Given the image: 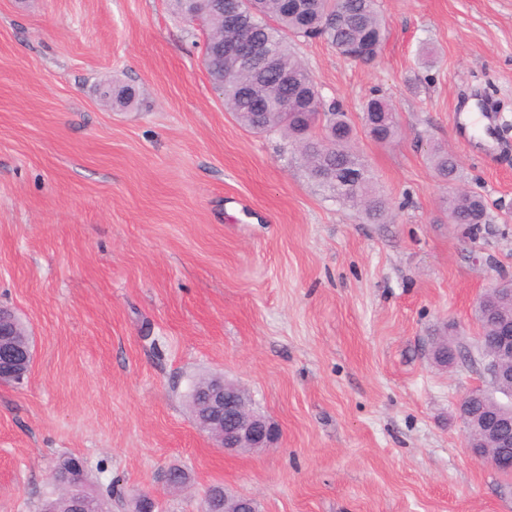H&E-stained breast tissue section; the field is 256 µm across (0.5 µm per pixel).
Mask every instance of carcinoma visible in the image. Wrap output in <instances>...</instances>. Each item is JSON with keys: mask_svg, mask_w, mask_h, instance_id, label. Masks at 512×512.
<instances>
[{"mask_svg": "<svg viewBox=\"0 0 512 512\" xmlns=\"http://www.w3.org/2000/svg\"><path fill=\"white\" fill-rule=\"evenodd\" d=\"M235 5L251 19L256 38L265 43L276 68L259 66L249 71L235 70L209 47L204 51L210 61L211 74L223 79L224 107L236 120L252 131L279 132L294 141L310 176L319 180L337 199L360 207L373 224L383 222L386 200L377 193L368 165L355 147L357 129L339 107L322 110L316 85L306 68L295 57L290 40L318 36L330 43L343 57L363 60L372 47L382 49L385 22L377 0H301L295 11L285 0H224ZM292 75L293 83L278 82V71ZM252 86L253 94L244 97L240 85ZM135 91L127 86L112 87V108L128 109L135 104ZM370 118L373 127L363 128L365 136L378 144L396 140L400 134L397 113L384 98L373 97L364 105L362 118ZM322 120L323 132L336 135L335 152L321 150V140L311 134L309 126ZM429 164L437 176L456 178V159L443 148L433 149ZM448 210L459 221L473 228L488 222L481 197L454 194L448 198Z\"/></svg>", "mask_w": 512, "mask_h": 512, "instance_id": "cac0c4a2", "label": "carcinoma"}]
</instances>
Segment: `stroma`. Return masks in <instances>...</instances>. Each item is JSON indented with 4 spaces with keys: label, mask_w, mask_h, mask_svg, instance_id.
<instances>
[{
    "label": "stroma",
    "mask_w": 512,
    "mask_h": 512,
    "mask_svg": "<svg viewBox=\"0 0 512 512\" xmlns=\"http://www.w3.org/2000/svg\"><path fill=\"white\" fill-rule=\"evenodd\" d=\"M375 65L298 39L324 103L369 97L400 137L358 147L382 224L308 176L280 133L243 128L171 0H0V305L33 340L24 385H0V512H38L82 459L112 512L161 492L201 512L208 488L259 512H512V478L470 454L432 334L476 349V300L512 278V0H378ZM138 94L103 105L100 85ZM496 100L499 143L467 141L456 103ZM489 221H448L434 146ZM246 388L273 449L212 448L188 408L199 377ZM171 467L185 485L162 490ZM428 161L431 168L440 178L447 180L448 178L453 180L456 178L457 161L448 150L443 148L433 149L429 154ZM448 182L452 183L451 180H448Z\"/></svg>",
    "instance_id": "1"
}]
</instances>
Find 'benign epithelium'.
I'll return each mask as SVG.
<instances>
[{"instance_id": "benign-epithelium-1", "label": "benign epithelium", "mask_w": 512, "mask_h": 512, "mask_svg": "<svg viewBox=\"0 0 512 512\" xmlns=\"http://www.w3.org/2000/svg\"><path fill=\"white\" fill-rule=\"evenodd\" d=\"M198 7L191 16L192 23L206 31V43L224 52V59L237 68L257 59L273 68V58L266 48L256 43L252 31L242 20L224 14V0H195ZM234 27L238 36L231 42L224 41V28ZM511 296L512 284H505L482 296L478 303V314L487 322L489 333H480V370L487 379L488 387L477 388L467 393L458 407V416L466 432L467 447L480 441L489 450L474 454V458L486 463L497 472L512 476V460H506L499 452L512 446V405L499 403L497 408L486 411L477 409V402H484L490 392H498L512 399V314L499 315L496 302ZM18 320L7 310L0 309V383L21 384L28 377L32 362L31 346L15 341ZM195 410L197 426L207 433L214 445L226 454H239L256 449L269 448L274 444V426L263 415L249 409L242 388L222 377H212L197 384L189 393ZM76 468L74 480L66 485L72 495V512H87V501L75 493L85 480L86 466L81 460L73 463ZM210 509L206 512H235L238 506L249 509L255 499L246 495L224 494V508L215 507L214 498H209Z\"/></svg>"}]
</instances>
